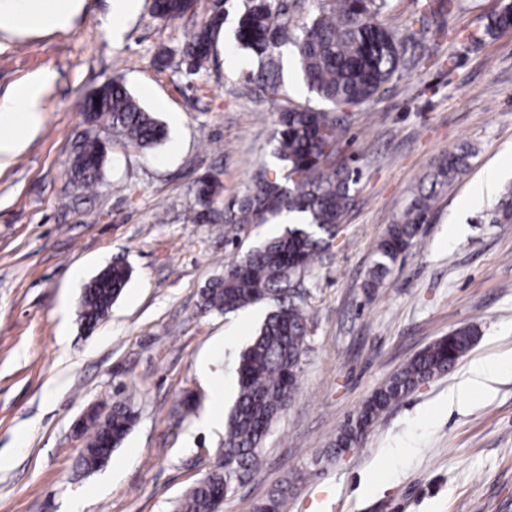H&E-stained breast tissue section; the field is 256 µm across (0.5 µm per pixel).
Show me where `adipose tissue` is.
I'll list each match as a JSON object with an SVG mask.
<instances>
[{"instance_id": "obj_1", "label": "adipose tissue", "mask_w": 512, "mask_h": 512, "mask_svg": "<svg viewBox=\"0 0 512 512\" xmlns=\"http://www.w3.org/2000/svg\"><path fill=\"white\" fill-rule=\"evenodd\" d=\"M84 0H0V32L19 34L62 30L69 27ZM53 71L44 70L17 84L0 98V164L9 162L39 126L41 99L54 83Z\"/></svg>"}]
</instances>
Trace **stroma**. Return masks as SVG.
Masks as SVG:
<instances>
[{
	"mask_svg": "<svg viewBox=\"0 0 512 512\" xmlns=\"http://www.w3.org/2000/svg\"><path fill=\"white\" fill-rule=\"evenodd\" d=\"M506 0H464L462 37L419 44L417 0H386L379 19L405 35L399 71L351 108L340 148L358 177L332 247L304 281L310 308L300 388L263 443L264 465L224 502L253 512L285 490L284 512H512V366L487 388L456 398L470 363L512 359V223L497 203L512 186V32L483 31ZM139 0L106 23L109 0H86L66 30L0 38V98L42 70L56 74L42 122L0 168V512H174L211 468L236 396V364L269 311L256 304L204 314L202 288L225 263L284 231L197 220L203 177L219 205L245 196L273 157L276 114L248 81L250 55L229 12L205 71L187 74L181 50L215 10L164 23ZM122 81L162 121L150 152L108 149L104 178L75 188L70 163L92 130L83 102ZM467 146L469 166L439 195L414 246L375 291L364 287L378 242L411 203L441 153ZM496 178L480 200L472 193ZM116 261L131 278L92 330L78 320L87 283ZM473 327V348L447 373L384 413L357 448L334 440L363 403L417 352ZM223 385L214 400L212 388ZM127 388L139 420L99 471L78 466L73 422Z\"/></svg>",
	"mask_w": 512,
	"mask_h": 512,
	"instance_id": "stroma-1",
	"label": "stroma"
}]
</instances>
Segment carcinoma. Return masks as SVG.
Here are the masks:
<instances>
[{
  "label": "carcinoma",
  "instance_id": "cac0c4a2",
  "mask_svg": "<svg viewBox=\"0 0 512 512\" xmlns=\"http://www.w3.org/2000/svg\"><path fill=\"white\" fill-rule=\"evenodd\" d=\"M384 2L319 0L318 13L294 25L278 0H244L236 38L254 60L250 81L271 97L278 114L274 155L285 174L272 179L261 176L249 194L225 205L224 223L243 229L265 224L285 211L303 215L304 223L288 225L282 233L228 262L224 273L201 289L202 313L226 314L260 302L271 304L272 311L240 354L237 396L225 420L224 441L212 450L213 465L177 500L175 512H223L224 501L235 486L260 471L263 440L299 389L309 319L300 282L340 231L352 200L350 184L355 182L339 150L347 119L336 109L373 100L402 61V39L377 20ZM421 9V22L444 12L452 17L460 10V0H422ZM153 13L169 22L185 15L182 0H154ZM223 23V16L214 14L187 36L182 64L188 73L194 75L205 67ZM509 29L511 3L491 18L484 33ZM288 42L296 47L298 69L309 92L330 108L277 102L283 90L275 56ZM83 109L89 121L103 122L114 137L133 147H152L165 135L162 123L115 80L98 89ZM106 155L99 136L87 133L81 137L74 148L73 185L94 187L101 179ZM469 157L461 147L435 161L412 204L388 225L379 241L365 288H377L390 266L416 240L439 192L466 170ZM221 188L213 178L203 181L197 199L200 218L209 219L213 198ZM129 278L128 267L116 262L86 285L80 302V321L86 328H93L108 314ZM473 343L474 332L460 327L418 352L347 421L336 437V448L357 447L365 430L384 411L420 384L447 372ZM136 419L127 395L114 400L108 412L90 419L81 432L84 448L79 466L86 472L104 466ZM284 498V492H275L255 512H282Z\"/></svg>",
  "mask_w": 512,
  "mask_h": 512
}]
</instances>
